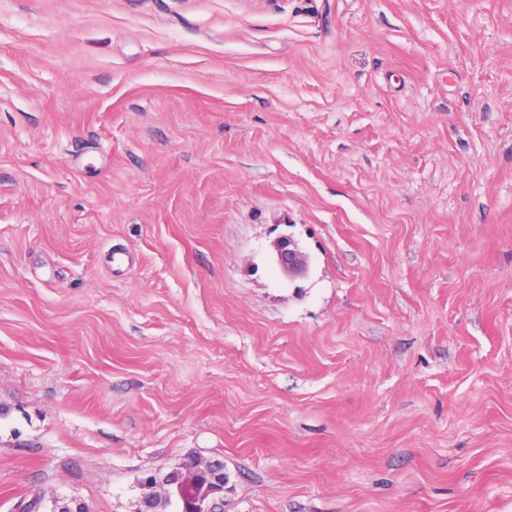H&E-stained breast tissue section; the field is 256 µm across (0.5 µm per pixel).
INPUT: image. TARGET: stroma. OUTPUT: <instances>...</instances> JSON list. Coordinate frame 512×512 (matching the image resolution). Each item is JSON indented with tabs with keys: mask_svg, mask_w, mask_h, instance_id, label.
<instances>
[{
	"mask_svg": "<svg viewBox=\"0 0 512 512\" xmlns=\"http://www.w3.org/2000/svg\"><path fill=\"white\" fill-rule=\"evenodd\" d=\"M189 455L512 512V0H0V512ZM271 259L274 266L288 280L302 278L308 272V257L290 235L281 236L274 242Z\"/></svg>",
	"mask_w": 512,
	"mask_h": 512,
	"instance_id": "35a3bbf8",
	"label": "stroma"
}]
</instances>
